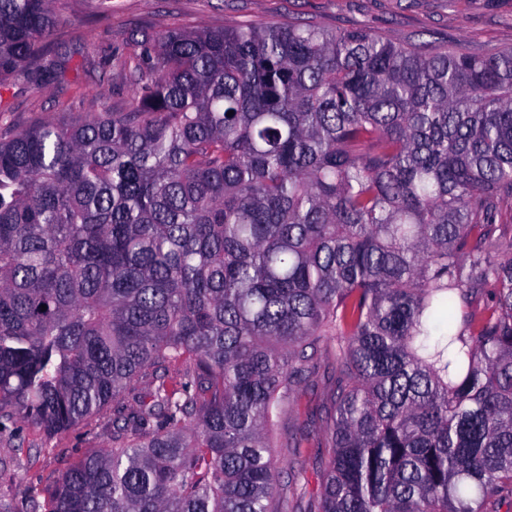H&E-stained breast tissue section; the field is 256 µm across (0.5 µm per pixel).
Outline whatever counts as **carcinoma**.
<instances>
[{
  "label": "carcinoma",
  "mask_w": 512,
  "mask_h": 512,
  "mask_svg": "<svg viewBox=\"0 0 512 512\" xmlns=\"http://www.w3.org/2000/svg\"><path fill=\"white\" fill-rule=\"evenodd\" d=\"M0 0V89L56 81ZM128 109L0 136V426L112 406L44 512H281L284 405L335 342L296 512L512 496V48L312 20L141 33ZM47 309H42V306Z\"/></svg>",
  "instance_id": "carcinoma-1"
}]
</instances>
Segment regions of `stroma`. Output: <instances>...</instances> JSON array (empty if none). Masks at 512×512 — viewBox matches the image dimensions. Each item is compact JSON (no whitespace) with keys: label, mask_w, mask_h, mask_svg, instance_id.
<instances>
[{"label":"stroma","mask_w":512,"mask_h":512,"mask_svg":"<svg viewBox=\"0 0 512 512\" xmlns=\"http://www.w3.org/2000/svg\"><path fill=\"white\" fill-rule=\"evenodd\" d=\"M55 45L70 54L58 82L36 85L14 74L0 92V133L10 134L46 119H79L127 107L136 53L133 33L196 28L221 30L244 23L316 18L325 28L365 27L397 40L478 51L512 47V0H56ZM323 381L298 391L285 416L300 448H279L282 468L306 462L308 491L317 488L318 411ZM111 412L85 425L49 435L22 421L0 429V512H32L33 489L50 488L72 464L111 443Z\"/></svg>","instance_id":"obj_1"}]
</instances>
